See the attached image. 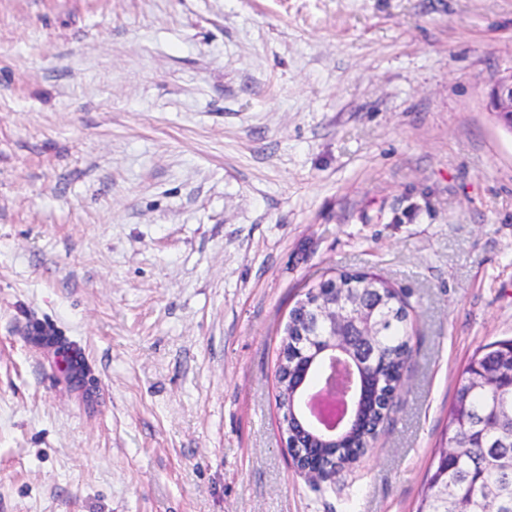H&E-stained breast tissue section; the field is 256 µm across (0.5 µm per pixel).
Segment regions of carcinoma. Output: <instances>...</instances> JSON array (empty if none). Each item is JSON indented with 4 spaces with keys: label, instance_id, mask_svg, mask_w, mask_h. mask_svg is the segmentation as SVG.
Instances as JSON below:
<instances>
[{
    "label": "carcinoma",
    "instance_id": "carcinoma-1",
    "mask_svg": "<svg viewBox=\"0 0 512 512\" xmlns=\"http://www.w3.org/2000/svg\"><path fill=\"white\" fill-rule=\"evenodd\" d=\"M362 275L341 272L332 276L329 285L336 292L346 288L358 292ZM374 288L370 297L381 303L386 315L378 338L373 366L365 372L373 392L381 396L400 387L401 375L411 352V325L406 302L388 282L376 276L367 281ZM512 363V339L495 342L476 356L469 370L483 366L488 370L509 368ZM456 399L467 400L469 425L475 435H460L458 453L448 459V474L441 481L429 478L430 495L426 512H451L462 503L470 512H483L486 501L496 502L498 512H512V387L504 381L484 384L476 379L463 381ZM388 413L376 401L363 414V422L336 436V465L355 463L369 447L373 433L380 430Z\"/></svg>",
    "mask_w": 512,
    "mask_h": 512
}]
</instances>
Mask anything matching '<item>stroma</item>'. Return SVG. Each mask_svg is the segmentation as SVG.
<instances>
[{
	"label": "stroma",
	"mask_w": 512,
	"mask_h": 512,
	"mask_svg": "<svg viewBox=\"0 0 512 512\" xmlns=\"http://www.w3.org/2000/svg\"><path fill=\"white\" fill-rule=\"evenodd\" d=\"M511 67L512 0H0V512H416L472 355L512 338ZM334 271L392 284L414 338L316 484L277 363ZM487 107L494 113L498 124L512 133V67L491 84Z\"/></svg>",
	"instance_id": "obj_1"
}]
</instances>
